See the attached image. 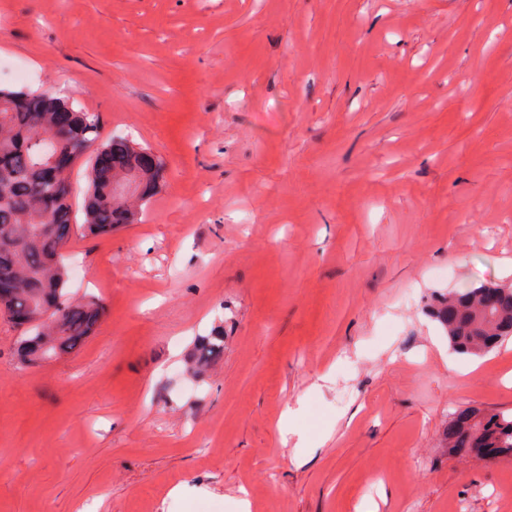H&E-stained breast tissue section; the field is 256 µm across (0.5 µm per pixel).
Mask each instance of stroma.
Returning <instances> with one entry per match:
<instances>
[{"label": "stroma", "instance_id": "stroma-1", "mask_svg": "<svg viewBox=\"0 0 512 512\" xmlns=\"http://www.w3.org/2000/svg\"><path fill=\"white\" fill-rule=\"evenodd\" d=\"M0 87L167 164L101 237L72 171L79 349L23 364L0 314V512H512V460L444 446L512 412V338L424 309L512 286V0H0ZM224 354V329L217 327L211 336L201 338L190 357L191 368L195 374H201L210 364L218 361Z\"/></svg>", "mask_w": 512, "mask_h": 512}]
</instances>
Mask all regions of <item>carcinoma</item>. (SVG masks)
<instances>
[{
	"mask_svg": "<svg viewBox=\"0 0 512 512\" xmlns=\"http://www.w3.org/2000/svg\"><path fill=\"white\" fill-rule=\"evenodd\" d=\"M71 153L74 162L89 157L84 201V231L108 234L132 224L158 191L165 163L150 149L121 138H101L97 115L74 110L50 94L0 88V281L17 283L0 297V312L26 309L39 317L21 330L18 351L28 365L75 351L97 327L103 302L74 299L64 250L72 234L70 172L45 180L49 148ZM100 150L112 153V170L94 164ZM432 315L442 324L450 348L481 356L512 337V289L488 285L443 296ZM224 354V329L200 339L190 357L202 373ZM446 447L478 456L512 459V414L463 410L448 422Z\"/></svg>",
	"mask_w": 512,
	"mask_h": 512,
	"instance_id": "obj_1",
	"label": "carcinoma"
}]
</instances>
